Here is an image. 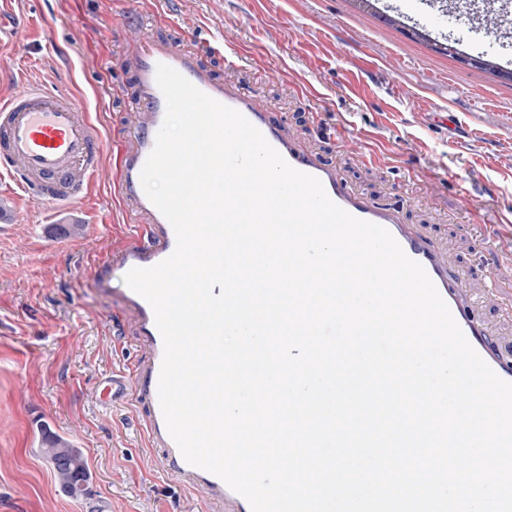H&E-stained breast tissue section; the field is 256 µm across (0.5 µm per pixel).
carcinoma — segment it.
Instances as JSON below:
<instances>
[{
  "mask_svg": "<svg viewBox=\"0 0 512 512\" xmlns=\"http://www.w3.org/2000/svg\"><path fill=\"white\" fill-rule=\"evenodd\" d=\"M39 439L40 448L53 468L60 491L76 501L92 495L89 470L81 449L46 425L41 427Z\"/></svg>",
  "mask_w": 512,
  "mask_h": 512,
  "instance_id": "1",
  "label": "carcinoma"
}]
</instances>
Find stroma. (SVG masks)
Masks as SVG:
<instances>
[{
    "instance_id": "35a3bbf8",
    "label": "stroma",
    "mask_w": 512,
    "mask_h": 512,
    "mask_svg": "<svg viewBox=\"0 0 512 512\" xmlns=\"http://www.w3.org/2000/svg\"><path fill=\"white\" fill-rule=\"evenodd\" d=\"M381 22L355 0H0V96L29 80L69 93L102 135L92 193L63 213L0 180V512H239L188 488L148 447L132 399L134 364L148 349L119 294L110 250L136 229L118 203L114 158L136 102L122 63L142 33L183 48L221 40L242 63L204 53L214 77L252 90L300 144L332 163L369 200L441 244L453 274L482 295L491 341L512 353V86L433 50L512 58V34L487 44L459 13L428 0H379ZM77 224L80 234H63ZM120 388L96 399L102 377ZM81 448L92 500L62 495L39 446L41 426Z\"/></svg>"
}]
</instances>
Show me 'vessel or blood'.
<instances>
[{"label": "vessel or blood", "instance_id": "1", "mask_svg": "<svg viewBox=\"0 0 512 512\" xmlns=\"http://www.w3.org/2000/svg\"><path fill=\"white\" fill-rule=\"evenodd\" d=\"M480 29L499 37L507 32L496 0H485L477 13ZM199 54L143 37L130 63L137 78V99L131 109V141L123 142L115 169L119 204L140 235L113 259L120 272L148 268L168 258L176 247L169 221L142 189L141 171L152 152L165 114L166 101L156 83L158 64L168 65L199 90L240 112L293 168L318 178L329 198L352 216L387 229L406 255L421 264L448 305L466 339L503 380L512 382V357L490 346L473 301L467 300L462 280L450 277L444 254L426 244L410 226L402 224L395 208L372 204L350 192L334 166L299 148L286 128L271 119L257 97L236 85L216 79L199 62ZM101 168V133L72 95L28 84L22 93L0 101V169L15 177L19 187L35 195L50 210L73 206L88 197ZM122 304L137 319L150 350L147 363L133 371L136 401L149 409L147 433L152 447L161 449L169 464L189 485L213 499L228 494L218 476L187 463L170 437L159 404L158 384L163 341L149 303L130 287L121 290Z\"/></svg>", "mask_w": 512, "mask_h": 512}]
</instances>
